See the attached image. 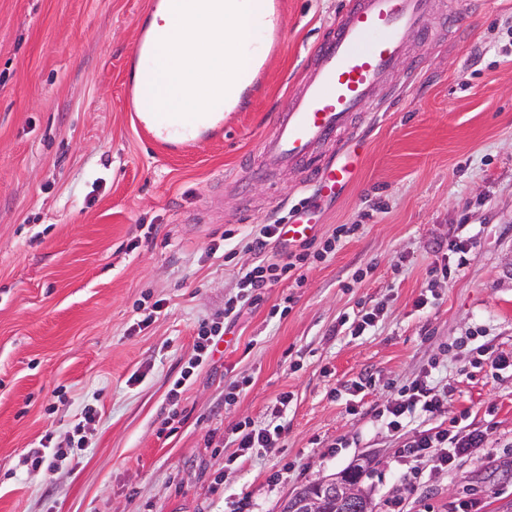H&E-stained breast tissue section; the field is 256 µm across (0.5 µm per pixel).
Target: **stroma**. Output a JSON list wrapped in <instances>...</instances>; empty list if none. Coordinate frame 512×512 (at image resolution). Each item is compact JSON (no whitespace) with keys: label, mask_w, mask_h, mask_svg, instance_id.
I'll return each instance as SVG.
<instances>
[{"label":"stroma","mask_w":512,"mask_h":512,"mask_svg":"<svg viewBox=\"0 0 512 512\" xmlns=\"http://www.w3.org/2000/svg\"><path fill=\"white\" fill-rule=\"evenodd\" d=\"M150 2L0 0V512H230L244 496L282 512L355 465L376 512L395 497L403 512H512V370L476 352L512 361V0H435L388 78L397 95L359 119V179L320 203L315 246L353 233L225 323L175 403L201 324L225 322L259 257L251 231L315 191L298 168L244 171L344 0H284L223 138L175 156L140 136L125 100ZM455 241L467 262L441 273ZM373 308L364 335L337 333ZM424 373L447 409L388 430L375 409ZM284 395L276 448L227 464L236 424L267 425ZM88 405L81 454L23 465L40 444L69 447ZM454 417L487 429L483 447L402 484L404 441Z\"/></svg>","instance_id":"obj_1"}]
</instances>
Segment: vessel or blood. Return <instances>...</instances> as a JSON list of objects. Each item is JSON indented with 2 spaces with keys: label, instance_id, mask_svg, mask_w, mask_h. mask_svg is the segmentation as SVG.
Instances as JSON below:
<instances>
[{
  "label": "vessel or blood",
  "instance_id": "1",
  "mask_svg": "<svg viewBox=\"0 0 512 512\" xmlns=\"http://www.w3.org/2000/svg\"><path fill=\"white\" fill-rule=\"evenodd\" d=\"M432 7V0H345L328 35L309 52L311 63L292 94L290 112L262 141V173L271 176L309 164V179L323 198L339 196L353 184L361 149H340L324 157L318 151L336 142L374 100L406 51L407 33L422 27ZM151 19L148 13L140 16L137 40L125 65V97L133 104L137 129L168 154L189 147L198 133L221 137L223 120L182 126L153 112L150 82L137 78L138 62L151 60L158 48L150 33ZM318 222L316 207L303 205L292 212L285 231L288 238L306 239Z\"/></svg>",
  "mask_w": 512,
  "mask_h": 512
}]
</instances>
